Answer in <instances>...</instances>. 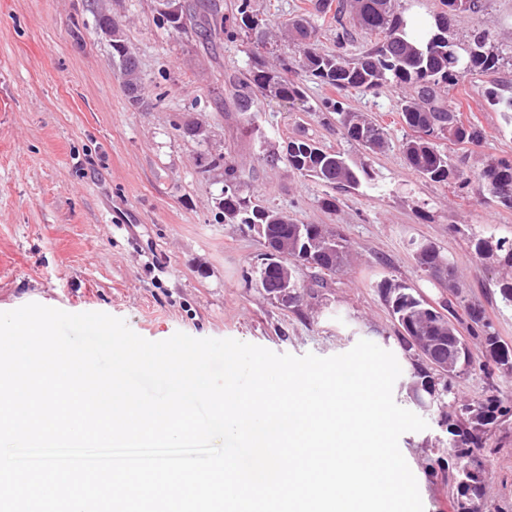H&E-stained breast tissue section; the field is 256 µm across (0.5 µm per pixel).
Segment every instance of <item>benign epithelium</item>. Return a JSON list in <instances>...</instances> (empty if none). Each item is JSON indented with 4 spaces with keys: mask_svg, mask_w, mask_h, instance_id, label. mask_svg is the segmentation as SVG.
<instances>
[{
    "mask_svg": "<svg viewBox=\"0 0 512 512\" xmlns=\"http://www.w3.org/2000/svg\"><path fill=\"white\" fill-rule=\"evenodd\" d=\"M267 248V262L262 273V287L267 295L284 307L299 302V293L291 281L288 262L294 260L291 255V243L285 237L262 235ZM435 323L423 321L416 327L417 335L412 342L417 353L432 367L437 379L454 376L459 373L467 358V343L460 333L448 327V335H434ZM413 400L422 408L428 406L433 398L432 388L428 385H410Z\"/></svg>",
    "mask_w": 512,
    "mask_h": 512,
    "instance_id": "1",
    "label": "benign epithelium"
}]
</instances>
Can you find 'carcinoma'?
Returning <instances> with one entry per match:
<instances>
[{
    "label": "carcinoma",
    "mask_w": 512,
    "mask_h": 512,
    "mask_svg": "<svg viewBox=\"0 0 512 512\" xmlns=\"http://www.w3.org/2000/svg\"><path fill=\"white\" fill-rule=\"evenodd\" d=\"M446 11L434 17L431 26L419 36L407 33V23L393 10L392 0H313L309 15L321 22H334L345 28L346 15H352L355 25L381 35L373 47L349 58L345 40L336 42V51L323 50L316 38V26L304 18L292 21L294 52L279 58L276 67L267 66L260 49L266 47L263 33L264 19L252 10L251 0H238L235 12L225 15L220 0H199L182 5L177 19L157 17L160 25L175 33L191 31L206 45L215 46L225 38L241 41L243 52L250 60L246 72L227 76L233 90L237 111L251 121L258 97L284 102L305 101L303 82L312 80L338 92L356 90L369 92L390 85L402 92L399 100L400 118L410 130L399 144L406 165L419 177L434 183L462 190L470 176L452 162L441 142L479 146L486 140L481 125L463 117L459 108L441 97L440 90L478 73L493 72L503 59L501 52L491 44L489 35L474 30L464 39L448 36V20L462 18L483 8L482 0H443ZM113 59L123 78L128 100H143V79L136 62L132 60L124 41L112 44ZM323 108L338 116L346 139L365 151L376 154L389 146L386 129L362 112L348 111L344 103L333 98L322 102ZM284 159L288 168L301 177H311L328 185L350 187L373 180L371 167L351 164L344 154L328 151L304 134L288 138ZM224 167V198L219 202L221 219L226 224H244L253 228L268 225L269 233L300 236L302 242L322 238L330 229L318 224H297L287 213L263 206L250 195L242 194L235 186L234 166L220 154L210 158L207 167ZM488 195L499 205L512 209V160L492 158L478 173ZM474 258L490 263L504 271L512 269V236L498 234L496 228L475 231L469 236ZM349 248L341 236H336V257L326 260L318 257L310 268L317 274L334 275L348 262ZM419 270L438 279L442 263L448 258L441 252L415 255ZM391 304L392 312L406 335H412L408 320L423 316L426 303L414 290L386 281L381 284ZM470 320L469 329L482 337L487 356L500 368L512 371V350L502 344L500 337L486 322L483 311L473 305L464 307ZM452 411L444 414L443 425L448 432V447L455 449L461 459L456 479L458 495L456 512H476L475 500L482 492L481 467L466 471L473 449L483 447L487 426L506 417L512 410L497 395H489L476 403L450 404Z\"/></svg>",
    "instance_id": "cac0c4a2"
}]
</instances>
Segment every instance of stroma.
<instances>
[{
    "mask_svg": "<svg viewBox=\"0 0 512 512\" xmlns=\"http://www.w3.org/2000/svg\"><path fill=\"white\" fill-rule=\"evenodd\" d=\"M266 19L274 48L268 64L293 45L289 19L309 0H251ZM481 11L452 24L461 37L488 31L512 50V0H483ZM108 9L136 57L146 87L141 105L125 94L112 46L98 30ZM240 44L213 50L169 33L156 21L155 0H0V312L28 303L70 313L104 312L124 319L150 341L183 332L232 338L273 352L321 357L370 340L397 358L402 374L396 403L412 408L407 386L423 361L409 350L379 288L390 280L443 306L448 287L419 271L413 248L428 242L454 261L461 298L482 307L498 336L512 346V308L499 299V268L473 258L454 225L512 234V210L488 202L483 183L455 192L411 171L397 145L406 135L397 112L399 91L384 86L349 94L350 111L369 114L392 141L370 155L347 141L334 113L320 111L333 89L307 82L306 100H263L257 131L237 112L227 74L247 69ZM512 96V61L451 87L449 101L486 131L479 147L445 144L476 171L492 157L512 158V124L486 93ZM208 133L183 134L185 119ZM303 133L352 162L369 164L373 179L337 189L269 163L289 137ZM224 155L241 193L258 195L299 224L335 227L350 246V263L326 287L306 289L284 307L261 286L266 248L257 233L219 218L223 169L202 161ZM338 201L336 212L322 198ZM474 364L454 378L460 403L497 394L512 399V373L484 368L481 339L460 324ZM426 430L401 436L425 512H454L459 462L437 410L425 411ZM479 512H512V416L489 426Z\"/></svg>",
    "mask_w": 512,
    "mask_h": 512,
    "instance_id": "1",
    "label": "stroma"
}]
</instances>
